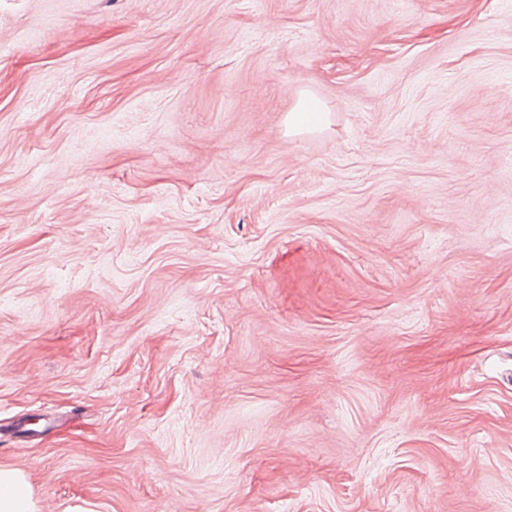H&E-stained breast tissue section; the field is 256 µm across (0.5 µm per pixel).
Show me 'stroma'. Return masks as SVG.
<instances>
[{
  "label": "stroma",
  "mask_w": 512,
  "mask_h": 512,
  "mask_svg": "<svg viewBox=\"0 0 512 512\" xmlns=\"http://www.w3.org/2000/svg\"><path fill=\"white\" fill-rule=\"evenodd\" d=\"M1 468L512 512V0H0Z\"/></svg>",
  "instance_id": "stroma-1"
}]
</instances>
